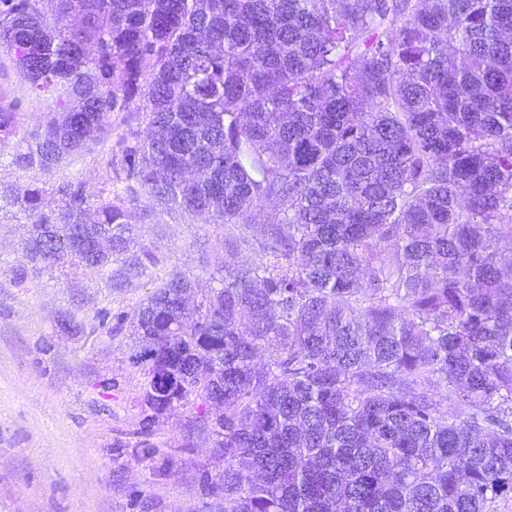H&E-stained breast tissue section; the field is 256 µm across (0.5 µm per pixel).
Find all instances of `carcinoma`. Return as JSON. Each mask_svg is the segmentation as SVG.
<instances>
[{"instance_id": "obj_1", "label": "carcinoma", "mask_w": 512, "mask_h": 512, "mask_svg": "<svg viewBox=\"0 0 512 512\" xmlns=\"http://www.w3.org/2000/svg\"><path fill=\"white\" fill-rule=\"evenodd\" d=\"M0 0V47L52 98L15 150L51 172L133 130L130 183L11 195L29 273L120 288L155 262L126 202L245 228L259 257L174 274L101 325L146 340L143 402L198 401L184 448L218 512H489L512 495V0ZM17 113L0 107V141ZM269 352L255 363L259 350ZM438 381L444 391L430 389Z\"/></svg>"}]
</instances>
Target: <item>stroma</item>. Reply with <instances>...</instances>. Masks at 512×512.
Here are the masks:
<instances>
[{
  "label": "stroma",
  "instance_id": "obj_1",
  "mask_svg": "<svg viewBox=\"0 0 512 512\" xmlns=\"http://www.w3.org/2000/svg\"><path fill=\"white\" fill-rule=\"evenodd\" d=\"M0 106L19 114L16 132L0 143V512H210L211 497L198 484L203 468L217 470L206 448H185V426L195 403L152 415L142 397L144 365L133 356L142 344L129 331L107 333L95 314L133 312L162 280L176 272L197 276L254 257L262 225L278 218L261 207L250 228L215 224L182 211H164L141 199L132 204L138 245L154 251L156 265L122 288L99 276L63 267L27 286L12 280L23 265L26 217L4 197L17 187L53 179L85 182L93 200L110 197L105 167L129 126L112 119V136L95 152L66 161L54 174L20 171L10 156L42 123L48 103L33 93L0 49ZM249 246L231 252L228 236ZM83 323L74 335L61 328L62 312ZM156 456L139 445L142 426Z\"/></svg>",
  "mask_w": 512,
  "mask_h": 512
}]
</instances>
